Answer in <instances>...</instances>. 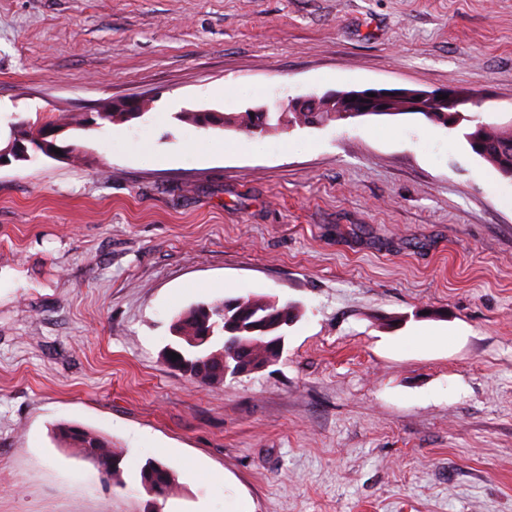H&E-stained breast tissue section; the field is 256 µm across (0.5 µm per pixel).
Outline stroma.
I'll use <instances>...</instances> for the list:
<instances>
[{
  "label": "stroma",
  "mask_w": 512,
  "mask_h": 512,
  "mask_svg": "<svg viewBox=\"0 0 512 512\" xmlns=\"http://www.w3.org/2000/svg\"><path fill=\"white\" fill-rule=\"evenodd\" d=\"M451 85L512 121V0H0V136L80 151L0 167V512H147L150 460L159 512H512V180L419 114L176 118ZM249 296L297 308L277 363L163 361L176 315ZM146 105L145 98H127L112 101V112L100 111L91 119L97 127H102L106 122H127L141 117ZM101 121L100 123L97 121ZM58 439L76 449L78 457L92 464L103 480L113 487L123 488L121 454L112 449V441L79 425H63L58 429ZM139 481L145 490L150 484H159L165 491V498L172 496L176 491L175 472L160 461H148L139 471Z\"/></svg>",
  "instance_id": "35a3bbf8"
}]
</instances>
